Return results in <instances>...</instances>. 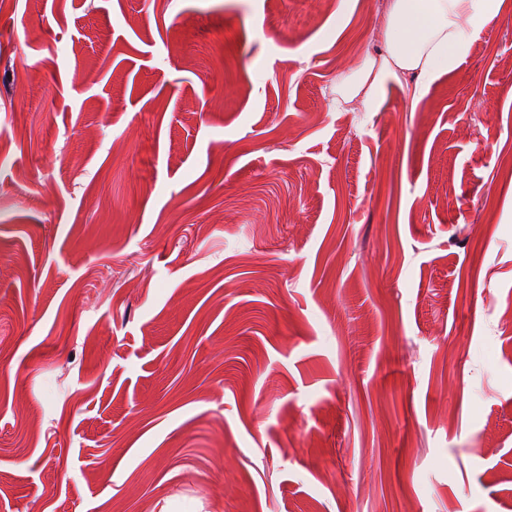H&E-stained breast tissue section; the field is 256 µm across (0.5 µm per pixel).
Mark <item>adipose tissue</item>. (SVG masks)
Returning a JSON list of instances; mask_svg holds the SVG:
<instances>
[{
  "mask_svg": "<svg viewBox=\"0 0 512 512\" xmlns=\"http://www.w3.org/2000/svg\"><path fill=\"white\" fill-rule=\"evenodd\" d=\"M504 0H391L386 50L365 61L361 88L378 96L385 77L416 74V95L441 73L453 70L468 55L472 36L495 20ZM467 28H460L459 18Z\"/></svg>",
  "mask_w": 512,
  "mask_h": 512,
  "instance_id": "1",
  "label": "adipose tissue"
}]
</instances>
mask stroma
<instances>
[{"label":"stroma","instance_id":"1","mask_svg":"<svg viewBox=\"0 0 512 512\" xmlns=\"http://www.w3.org/2000/svg\"><path fill=\"white\" fill-rule=\"evenodd\" d=\"M387 25L0 0V512H512V0ZM503 2L391 0L385 53L365 61L354 91L364 88L366 97L374 99L383 79L400 70L417 75L414 94L421 97L439 74L453 70L468 55L472 35L501 14ZM460 17L467 19V30L459 27Z\"/></svg>","mask_w":512,"mask_h":512}]
</instances>
